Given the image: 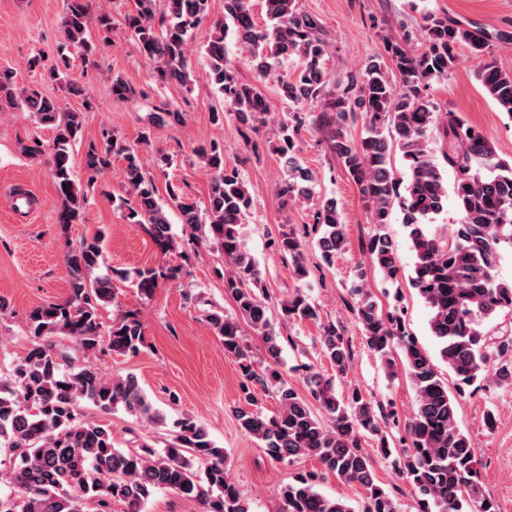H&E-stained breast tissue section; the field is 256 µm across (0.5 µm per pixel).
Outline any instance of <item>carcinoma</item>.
<instances>
[{
  "instance_id": "1",
  "label": "carcinoma",
  "mask_w": 512,
  "mask_h": 512,
  "mask_svg": "<svg viewBox=\"0 0 512 512\" xmlns=\"http://www.w3.org/2000/svg\"><path fill=\"white\" fill-rule=\"evenodd\" d=\"M208 0H135L128 25L143 54L157 64L163 82L188 84L191 75L186 54L190 33L206 16ZM265 16L258 25L249 0H224V18L215 22L204 46L209 61L208 81L234 110L239 121H263L269 106L262 93L241 80L226 60L227 39L248 52L257 68L276 74L280 98L293 106L320 102L317 122L324 130L331 155L342 165L367 203L373 223H391L394 207L403 212L415 263L410 282L430 309L429 328L439 354L454 373L457 394L478 378L496 376L512 385V334L494 335L481 329L483 321L502 311L512 313V281L499 277L502 248H512V162L500 158L493 144L456 112L440 113L422 89L448 76L457 63L456 48L466 45L480 56L491 47L485 29L448 17L424 15L426 44L411 49L408 38L384 37L386 54L370 57L359 75L346 77L342 90H327L331 72L329 38L315 16L301 10L298 0H261ZM165 26L155 27L156 17ZM108 35L109 13L93 12L90 0H68L62 22L66 43L80 57L92 55L87 34L91 25ZM68 57L51 73L65 81L73 95L83 88L68 78ZM496 107L512 116V76L487 64L477 73ZM25 108L37 124L55 130L49 148V172L63 199L58 223L74 224L87 196L77 185L71 163L72 146L81 133L78 112H66L60 103L35 91L18 94L11 76L0 74V112ZM362 117L365 133L359 139L347 132L349 121ZM445 143L441 157L428 144L434 134ZM295 126L276 131V151L284 177L278 194L283 201L312 197L311 177L295 150ZM104 146L87 149L84 167L95 177L122 158V176L130 195L119 208L129 224L142 225L163 255L175 252L179 239L171 231L170 209L200 242H212L230 268L224 272V291L233 296L239 314L262 337L265 355H251L237 318L214 307L205 319L218 336L224 352L239 360L245 405L235 408L240 427L255 438L275 460L311 457L321 472H304L283 488L284 512H352L346 501L318 490L321 476L330 473L365 491V512H397L389 494L377 484L369 459L360 446L366 434L387 438L371 400L355 388L336 394L332 380L311 378V391L325 415L316 417L307 401L288 384L278 369L280 335L271 311L254 286L261 269L244 246L241 225L253 207L252 196L235 171L224 168V147L197 149L211 172L207 203L201 205L168 186L160 198L153 180L144 172L137 148L101 132ZM405 161L403 170L391 162L392 149ZM455 173L453 195L460 214L449 232L427 226L448 209V184L443 172ZM316 245L330 266L346 243L343 223L334 199L317 211ZM105 230L68 245L64 262L70 295L62 302L35 306L28 314L29 347L0 377V448L15 456L3 474L9 488L0 494V512H83L91 503L96 512H112V504L126 512H142L158 491L171 490L200 501L203 512H250L248 503L229 478L227 456L209 433L193 420L176 423L178 431L164 452L145 443L122 451L112 442L105 425L78 419V408L90 402L109 412L122 408L136 420L156 425L166 417L155 406L136 376L106 377L90 365L74 364L57 348L55 338L67 336L83 353L107 349L136 354L145 344L143 325L136 314L125 312L104 320L101 308L116 302L120 289L131 284L141 296L153 297L159 281L176 278L177 269L161 267L114 270L101 276L105 260ZM276 251L290 258L294 274L304 279L303 241L293 227H282L274 240ZM372 265L388 279L400 268L388 237L375 234L365 245ZM353 312L367 347L385 361L398 346L416 395V409L407 425L412 448L398 460L397 469L421 501V512H498L497 502L484 493L474 449L455 420L456 394L438 375L431 360L405 329L402 314L383 313L365 284L353 287ZM281 320L308 321L321 330L322 353L345 373L351 353L344 329L321 322L320 309L306 295L281 303ZM275 395L279 410L269 416L254 408V387ZM204 460L197 470L189 456Z\"/></svg>"
}]
</instances>
